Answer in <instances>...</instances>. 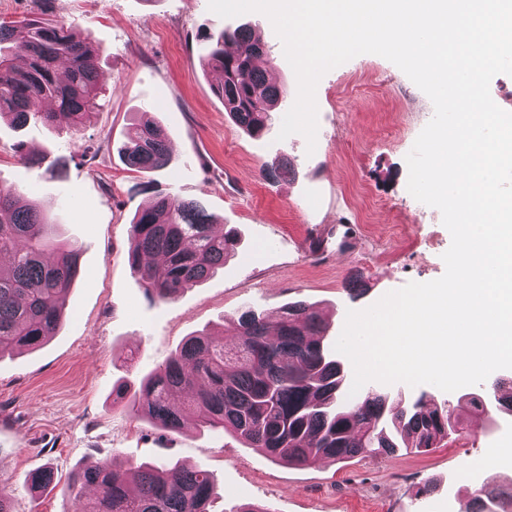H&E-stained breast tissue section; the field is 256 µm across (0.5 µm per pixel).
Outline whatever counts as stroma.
<instances>
[{
  "label": "stroma",
  "mask_w": 512,
  "mask_h": 512,
  "mask_svg": "<svg viewBox=\"0 0 512 512\" xmlns=\"http://www.w3.org/2000/svg\"><path fill=\"white\" fill-rule=\"evenodd\" d=\"M48 15L99 50L104 107L79 128L0 120V185L26 190L78 250L79 275L65 317L40 347L0 356V488L13 512H69L71 485L88 466L179 461L209 470L213 512L244 503L266 512H456L457 494L481 479L512 487V461L485 466L488 448L512 445V415L494 423L458 411L439 447L296 467L230 434L200 431L193 417L168 432L139 418L115 393L137 388L189 334L222 332L244 307L270 314L297 300L316 306L337 340L348 310L364 309L408 282L445 272L451 235L436 208L407 189L406 156L434 114L429 97L396 65L361 54L316 88L314 154L294 134L278 140L297 96L295 74L270 20L231 19L208 0H48ZM251 25L266 48L263 70L283 92L269 127L239 130L198 62L201 38ZM155 120L170 136L167 167L144 175L119 153L128 130ZM288 175L267 170L277 160ZM199 201L233 229L223 269L176 300L149 299L127 258L134 214L157 195ZM354 225L349 251L336 227ZM327 239L324 249L311 248ZM360 280L365 295L344 288ZM54 473L38 491L30 475ZM430 494L416 497L419 486Z\"/></svg>",
  "instance_id": "stroma-1"
}]
</instances>
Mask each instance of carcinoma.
Returning a JSON list of instances; mask_svg holds the SVG:
<instances>
[{"mask_svg": "<svg viewBox=\"0 0 512 512\" xmlns=\"http://www.w3.org/2000/svg\"><path fill=\"white\" fill-rule=\"evenodd\" d=\"M199 61L221 75L216 95L234 124L261 135L282 92L255 61L262 42L246 25L203 37ZM98 50L65 24L46 18L20 25L0 22V117L23 127H79L103 107ZM66 67L60 80L57 68ZM50 100L56 110L37 104ZM125 164L151 173L169 162V134L151 120L137 125L121 147ZM128 240V259L141 274L145 293L166 303L206 278L234 251L231 231L217 232L195 200L160 195L138 211ZM51 218L27 193L0 186V355L35 348L55 335L65 296L78 275L77 253L67 241L50 238ZM328 326L304 301L267 316L247 308L228 321L224 335L188 337L159 369L142 379L133 406L148 424L177 432L183 414L261 449L272 460L308 465L358 456L390 454L399 448L427 451L457 425L448 405L413 401L376 388L345 398V372L329 350ZM496 379L470 399L479 414L498 409ZM73 492L72 512H211L210 474L183 464L144 463L133 469L106 461L87 467ZM97 489L86 501L83 490ZM512 489L490 479L478 482L459 502V512H505Z\"/></svg>", "mask_w": 512, "mask_h": 512, "instance_id": "cac0c4a2", "label": "carcinoma"}]
</instances>
